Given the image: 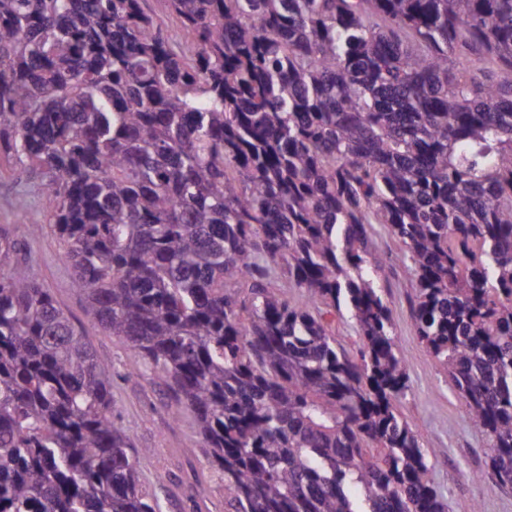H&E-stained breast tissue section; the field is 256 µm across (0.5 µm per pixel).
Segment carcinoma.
<instances>
[{"label": "carcinoma", "instance_id": "obj_1", "mask_svg": "<svg viewBox=\"0 0 512 512\" xmlns=\"http://www.w3.org/2000/svg\"><path fill=\"white\" fill-rule=\"evenodd\" d=\"M165 2L166 30L142 0H0V155L86 313L193 412L226 512H445L372 224L512 485V0ZM21 251L0 229V512H162Z\"/></svg>", "mask_w": 512, "mask_h": 512}]
</instances>
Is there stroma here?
<instances>
[{
  "label": "stroma",
  "instance_id": "obj_1",
  "mask_svg": "<svg viewBox=\"0 0 512 512\" xmlns=\"http://www.w3.org/2000/svg\"><path fill=\"white\" fill-rule=\"evenodd\" d=\"M41 187L27 175L0 173V228L24 244V253L44 287L88 337L98 359L112 371L116 418L141 449L139 468L147 489L163 512H225L224 482L199 448L193 416L177 411L166 387L148 371H131V350L104 332L85 312L82 296L71 286V272L60 246L44 229ZM25 223H18V215ZM41 232H31V225ZM376 256L390 271L385 299L392 310L396 344L406 361L407 388L396 400L427 450L426 481L441 495L446 512H512V487L501 485L491 465L488 440L463 410L458 391L414 334L411 306L414 284L401 249L384 226L369 229ZM206 492L192 496L195 486Z\"/></svg>",
  "mask_w": 512,
  "mask_h": 512
}]
</instances>
